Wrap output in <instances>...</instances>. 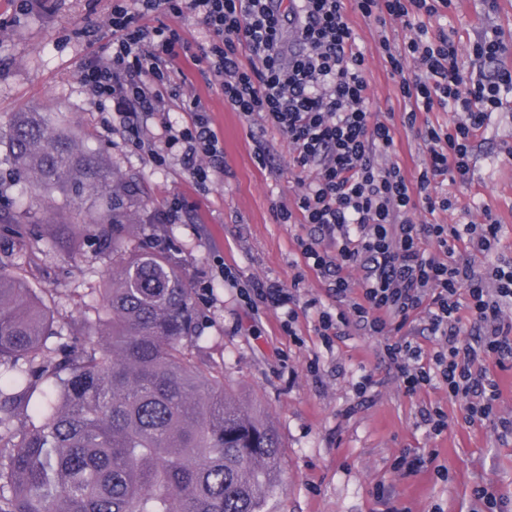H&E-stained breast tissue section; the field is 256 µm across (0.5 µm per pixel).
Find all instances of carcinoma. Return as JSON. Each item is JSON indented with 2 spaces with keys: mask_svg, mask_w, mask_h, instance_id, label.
I'll return each mask as SVG.
<instances>
[{
  "mask_svg": "<svg viewBox=\"0 0 512 512\" xmlns=\"http://www.w3.org/2000/svg\"><path fill=\"white\" fill-rule=\"evenodd\" d=\"M0 140L45 188H96L36 112ZM103 317L63 354L41 292L0 263V512H267L281 484L275 428L226 394L199 357L198 314L166 249L112 241Z\"/></svg>",
  "mask_w": 512,
  "mask_h": 512,
  "instance_id": "cac0c4a2",
  "label": "carcinoma"
}]
</instances>
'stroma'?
<instances>
[{"mask_svg":"<svg viewBox=\"0 0 512 512\" xmlns=\"http://www.w3.org/2000/svg\"><path fill=\"white\" fill-rule=\"evenodd\" d=\"M113 0H0V131L15 113L37 112L48 127L68 135L81 152L94 155L107 177L130 182L137 194L128 224L113 226L100 193L76 187L44 190L0 156V253L12 255L14 271L44 290L59 327L94 318L100 291L112 277V241L126 247L170 249L199 313L203 359L223 365L224 387L249 411L267 418L282 443L280 490L271 512H386L373 492L390 491L401 512H472L474 488L485 487L512 512V434L492 423L470 426L445 389L404 395L382 360L384 342L348 328L328 341L319 336L321 310L334 309L321 282L303 264L296 244L301 228L281 223L278 206H292L297 186L288 168L286 139L268 133L271 162L260 166L250 126L211 88L205 66L187 65L169 118L181 123L186 95H198L224 141V176L199 187L178 153L157 164L134 148L110 102L92 96L77 70L86 59L112 53L108 26ZM352 23L367 52V78L374 108L399 110V94L375 34L358 13ZM441 25L454 30L460 55L484 30L497 28L512 45V0H454ZM512 106L493 114L472 158L469 185L447 182L449 210L416 218L440 224L481 221L490 210L502 225L493 255L472 263L490 277L498 261H512ZM175 197L187 206L175 223L162 212ZM77 231L80 246L69 252L53 240L60 228ZM290 286L299 281L295 335L283 332L282 311L252 308L243 296L253 281ZM376 384L366 394L364 375ZM441 405L448 430L433 436L418 411ZM437 453L447 467L397 471L403 452Z\"/></svg>","mask_w":512,"mask_h":512,"instance_id":"35a3bbf8","label":"stroma"}]
</instances>
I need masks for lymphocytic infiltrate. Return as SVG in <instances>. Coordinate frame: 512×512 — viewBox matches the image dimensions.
I'll return each mask as SVG.
<instances>
[{"label":"lymphocytic infiltrate","mask_w":512,"mask_h":512,"mask_svg":"<svg viewBox=\"0 0 512 512\" xmlns=\"http://www.w3.org/2000/svg\"><path fill=\"white\" fill-rule=\"evenodd\" d=\"M452 0H113L109 58L84 60L78 74L95 97L112 102L131 142L155 162L180 147L183 167L197 182L224 173V146L201 99H192L179 125L160 133L141 128L171 97L183 77L184 40L166 18L194 19L208 40L200 48L227 105L261 132L285 137L300 191L283 223L304 227L296 241L304 265L324 284L335 311H321L325 338L354 327L384 340V355L404 394L442 387L462 402L466 424L496 420L500 389L494 367L512 360V266L485 282L459 246L491 254L501 224L491 211L481 223L433 224L417 209L445 211L444 181H471L474 142L512 93V66L498 29L484 31L463 62L454 34L430 31L427 21ZM380 27L379 48L404 103L401 114L374 111L366 54L351 11ZM396 19L411 35L391 43L384 31ZM433 112H459L453 128L433 124ZM422 140L426 159L408 174L390 159L395 128ZM389 164H381V157ZM314 179H307V172ZM359 269L351 278L349 269ZM420 323L419 336L404 328Z\"/></svg>","instance_id":"1"}]
</instances>
